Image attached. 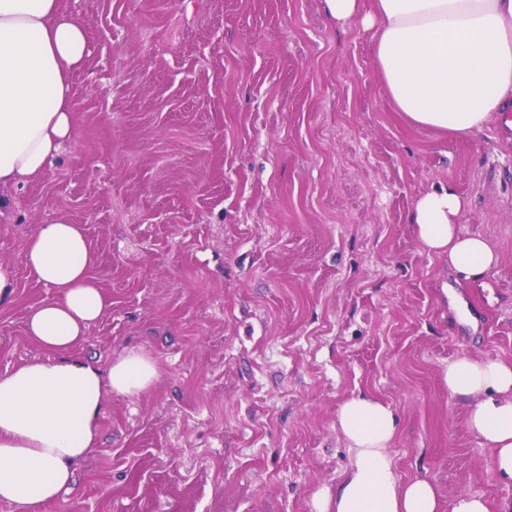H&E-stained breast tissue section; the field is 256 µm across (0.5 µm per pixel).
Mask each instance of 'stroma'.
Segmentation results:
<instances>
[{
    "instance_id": "obj_1",
    "label": "stroma",
    "mask_w": 512,
    "mask_h": 512,
    "mask_svg": "<svg viewBox=\"0 0 512 512\" xmlns=\"http://www.w3.org/2000/svg\"><path fill=\"white\" fill-rule=\"evenodd\" d=\"M88 55L71 77L77 137L0 218V374L44 351L28 310L37 225H82L111 306L75 349L129 350L158 377L110 395L73 490L38 512H317L351 451L341 403L392 407L401 479L441 503L512 505L465 401L441 379L461 355L512 362V146L407 124L373 64L374 32L323 0H60ZM448 184L459 228L500 256L468 280L409 217Z\"/></svg>"
}]
</instances>
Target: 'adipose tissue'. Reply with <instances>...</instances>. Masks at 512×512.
<instances>
[{
  "instance_id": "obj_1",
  "label": "adipose tissue",
  "mask_w": 512,
  "mask_h": 512,
  "mask_svg": "<svg viewBox=\"0 0 512 512\" xmlns=\"http://www.w3.org/2000/svg\"><path fill=\"white\" fill-rule=\"evenodd\" d=\"M337 24L375 28V67L395 111L415 127L470 138L512 101V0H325ZM88 53L83 23L59 0H0V216L11 190L41 175L75 136L71 73ZM466 199L441 185L420 195L410 221L428 253L469 277L490 272L497 252L461 234ZM26 266L54 298L30 308L25 327L44 351L0 374V502L32 512L68 493L99 438L110 395L134 396L157 377L155 361L128 351L100 368L72 351L110 306L91 275L96 263L82 225H38ZM442 380L468 404V425L490 442L493 467L512 479V363L461 355ZM337 427L352 452L319 512H491L462 495L440 507L425 479L401 480L391 445V406L369 393L345 400Z\"/></svg>"
}]
</instances>
